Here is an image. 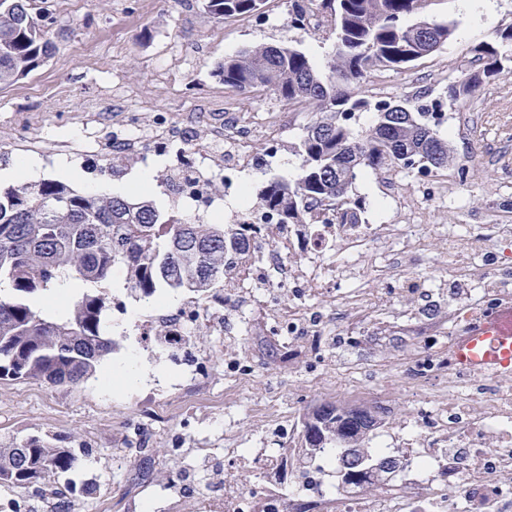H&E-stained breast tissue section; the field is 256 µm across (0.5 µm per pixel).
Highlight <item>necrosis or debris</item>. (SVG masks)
<instances>
[{
  "mask_svg": "<svg viewBox=\"0 0 512 512\" xmlns=\"http://www.w3.org/2000/svg\"><path fill=\"white\" fill-rule=\"evenodd\" d=\"M208 128V138L194 141L190 127ZM295 126V115L273 111L263 125L236 120L233 106L207 96L198 100L181 126L155 115L141 116L133 125H118L103 138L91 122L80 134L46 146L49 153L94 157L110 153L134 160L144 168L158 159L174 160L188 172L172 191L176 213L202 222L224 214L236 231L250 234L252 247L235 266L233 290L224 296V332L242 335L243 313H259L266 333L294 343L312 373L333 383L343 375L351 393L360 390V375L372 365L369 355L343 361L338 373L325 372L323 347L329 328L345 329L384 311L406 273L422 265L438 249L448 253V283L465 289L466 306L448 313L447 328L426 321L414 324V352L396 374L398 385L423 391L420 414L395 424H383L373 438L376 448L392 449L400 468L381 483L377 497L365 491L338 487L329 480V467L319 456L304 465L306 483L295 472L298 455H283V445L297 439L295 418L274 416L263 425L260 445L237 450L224 472L229 491L220 508L206 512H512V383L476 377L459 370L452 359L456 336L473 319L512 298V268L504 265L501 244L512 240V224H452L446 235L422 233L423 212L400 213L382 224H340L332 207L316 210L313 224H287L275 211L245 202L225 211L224 200L240 189L243 171H262L278 165L281 142ZM269 143L255 155L253 137ZM227 148L229 162L214 158L215 147ZM223 193H216V184ZM374 273L377 288L355 281ZM336 290L335 307L316 303L326 287ZM205 313L196 302L161 313L141 311L135 323L148 332L161 323L173 334L198 328ZM258 473L256 482L241 485L242 471Z\"/></svg>",
  "mask_w": 512,
  "mask_h": 512,
  "instance_id": "1",
  "label": "necrosis or debris"
}]
</instances>
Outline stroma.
Instances as JSON below:
<instances>
[{
	"instance_id": "1",
	"label": "stroma",
	"mask_w": 512,
	"mask_h": 512,
	"mask_svg": "<svg viewBox=\"0 0 512 512\" xmlns=\"http://www.w3.org/2000/svg\"><path fill=\"white\" fill-rule=\"evenodd\" d=\"M485 0H432L429 14L455 22L456 29L439 51L403 70L380 69L350 85L354 97L402 100L426 93L442 103L448 116L437 133L452 149L449 173L464 169L463 182L452 194L431 201L406 193L383 195L376 172L358 182L367 201V220L392 217L400 207L426 209L434 234L452 224H512V76L504 74L474 99L448 97V84L458 75L476 47L497 40L499 30L512 26V0H494L486 13ZM65 29L55 35L56 49L44 65L15 85L0 89V137L54 140L71 137L86 116V104L115 87L139 88L148 106L169 118L189 111L203 93L238 103L242 115L288 103L273 92L245 94L225 87L217 65L238 50L256 45H292L316 65H324L334 50L329 31L306 32L291 26L285 0H267L253 15L215 20L201 0H168L161 7L146 0H84L63 17ZM186 53L188 61L179 87L173 88L158 71L170 54ZM65 91L69 108L47 127L23 124L21 116L49 106L51 93ZM39 177L55 180L80 192L119 190L138 175L131 163L111 168L105 157L55 158L39 156ZM448 265L446 252L429 255L421 269L404 281L392 304L376 315L380 329L408 322L421 290L433 285ZM111 306L104 330L117 342L109 364L145 370L143 378L120 389L106 388L92 377L74 388L52 387L32 380H0V444L47 435L62 445L81 448L73 474L77 482L95 485L90 497L78 500L73 512H149L142 485L126 481L122 460L127 449H149L155 460L151 481L167 489V512H203L200 492L183 491L171 480L177 471H205L210 492L224 491L225 455L230 445L254 447L261 427L249 411L252 403L279 395L281 407L295 410L314 401L333 402L336 392L323 389L300 361L257 366L238 384L241 401L224 408L225 353L240 350L242 339L224 336L201 325L194 354L206 359L205 379H192L184 357L143 342L132 328L130 312L140 302L124 287L123 275L113 277ZM126 313H119V306Z\"/></svg>"
}]
</instances>
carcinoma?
Returning a JSON list of instances; mask_svg holds the SVG:
<instances>
[{
	"mask_svg": "<svg viewBox=\"0 0 512 512\" xmlns=\"http://www.w3.org/2000/svg\"><path fill=\"white\" fill-rule=\"evenodd\" d=\"M265 0H203L214 19L255 13ZM331 19L335 46L316 66L292 46L246 47L224 58L218 71L224 85L240 92L272 91L315 112L296 147L301 158L293 177L266 179L259 196L288 224L311 223L314 207L336 206L342 224L366 223V199L357 182L369 171L448 168L453 156L438 137L423 104L355 98L347 86L382 68L404 69L448 43L453 23L436 22L429 34L420 24L431 0H288V18L302 26L310 6ZM62 30L51 0H0V89L10 87L52 55V36ZM498 45L475 50L477 65L448 86L452 100L475 95L502 73H512V27ZM375 111L377 123L365 132L352 127L358 112ZM249 241L227 224H186L162 213L153 200L109 193H80L53 180L0 190V283L12 293L0 296V379L36 380L51 386H77L96 376L117 343L103 331L109 309L106 284L113 269L125 271L126 289L143 298L159 291L188 292L205 307L224 305L233 287L228 271L249 253ZM78 289L58 310L34 305L35 298L64 287ZM267 364L287 354L283 342L262 332L249 337ZM162 350L193 345L168 329L153 333ZM381 423L376 412L342 408L321 401L306 407L299 420L298 451L331 455L333 482L360 486L375 470L390 471L401 461L377 460L364 441ZM78 461L74 449L41 436L0 448V486H37L55 500L65 481L71 498L91 493L71 479ZM130 482L151 478L153 462L141 452L129 460Z\"/></svg>",
	"mask_w": 512,
	"mask_h": 512,
	"instance_id": "carcinoma-1",
	"label": "carcinoma"
}]
</instances>
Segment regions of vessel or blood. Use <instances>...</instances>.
I'll return each mask as SVG.
<instances>
[{
    "label": "vessel or blood",
    "mask_w": 512,
    "mask_h": 512,
    "mask_svg": "<svg viewBox=\"0 0 512 512\" xmlns=\"http://www.w3.org/2000/svg\"><path fill=\"white\" fill-rule=\"evenodd\" d=\"M453 359L466 372L512 377V302L468 326L455 341Z\"/></svg>",
    "instance_id": "b4317fda"
}]
</instances>
